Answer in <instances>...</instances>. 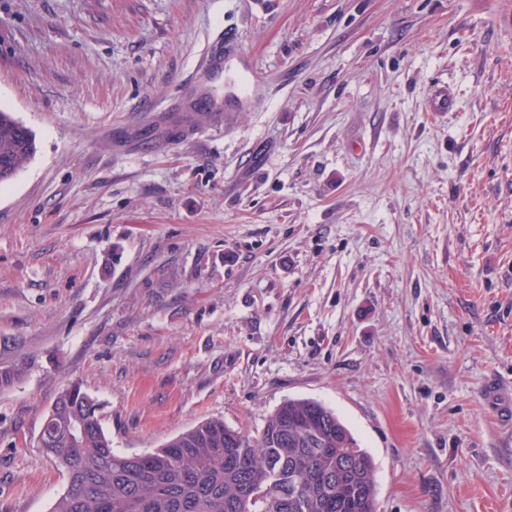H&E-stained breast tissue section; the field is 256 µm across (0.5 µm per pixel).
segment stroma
Returning <instances> with one entry per match:
<instances>
[{
	"label": "stroma",
	"instance_id": "stroma-1",
	"mask_svg": "<svg viewBox=\"0 0 512 512\" xmlns=\"http://www.w3.org/2000/svg\"><path fill=\"white\" fill-rule=\"evenodd\" d=\"M0 107V512L70 382L123 455L306 398L377 512H512V0H0ZM456 109V98L448 85L437 84L428 103L429 112H434L439 117H449ZM32 131L0 108V184L11 180L36 154Z\"/></svg>",
	"mask_w": 512,
	"mask_h": 512
}]
</instances>
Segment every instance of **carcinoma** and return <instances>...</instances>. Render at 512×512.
Listing matches in <instances>:
<instances>
[{"label": "carcinoma", "instance_id": "obj_1", "mask_svg": "<svg viewBox=\"0 0 512 512\" xmlns=\"http://www.w3.org/2000/svg\"><path fill=\"white\" fill-rule=\"evenodd\" d=\"M32 131L0 108V184L36 154ZM84 433L48 449L66 488L51 512H376L372 456L335 411L290 399L258 436L209 419L143 455L112 449L99 405L71 382L58 398ZM346 490L336 487V467Z\"/></svg>", "mask_w": 512, "mask_h": 512}]
</instances>
